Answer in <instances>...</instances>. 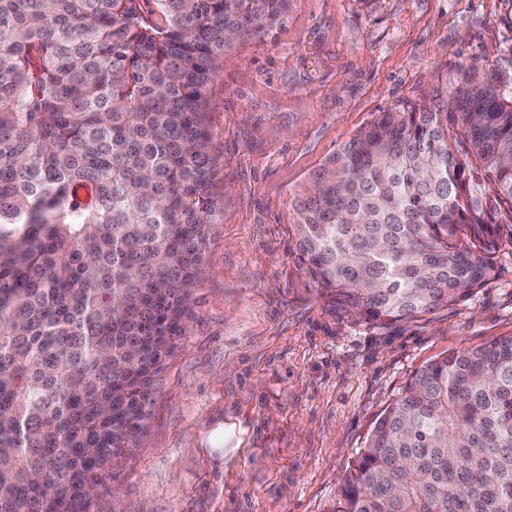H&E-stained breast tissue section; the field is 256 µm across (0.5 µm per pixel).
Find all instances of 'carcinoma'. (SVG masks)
<instances>
[{"instance_id":"cac0c4a2","label":"carcinoma","mask_w":512,"mask_h":512,"mask_svg":"<svg viewBox=\"0 0 512 512\" xmlns=\"http://www.w3.org/2000/svg\"><path fill=\"white\" fill-rule=\"evenodd\" d=\"M153 2L0 0V512H94L145 433L217 211L208 87L289 0ZM473 73L296 199L308 274L366 322L468 299L512 244V96ZM336 512H512V336L416 370Z\"/></svg>"}]
</instances>
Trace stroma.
I'll return each mask as SVG.
<instances>
[{
    "instance_id": "1",
    "label": "stroma",
    "mask_w": 512,
    "mask_h": 512,
    "mask_svg": "<svg viewBox=\"0 0 512 512\" xmlns=\"http://www.w3.org/2000/svg\"><path fill=\"white\" fill-rule=\"evenodd\" d=\"M512 82V0H289L209 86L217 201L188 327L148 430L97 512H336L379 415L415 370L512 336V246L468 300L351 318L299 260L296 197L382 113L441 106L460 61Z\"/></svg>"
}]
</instances>
